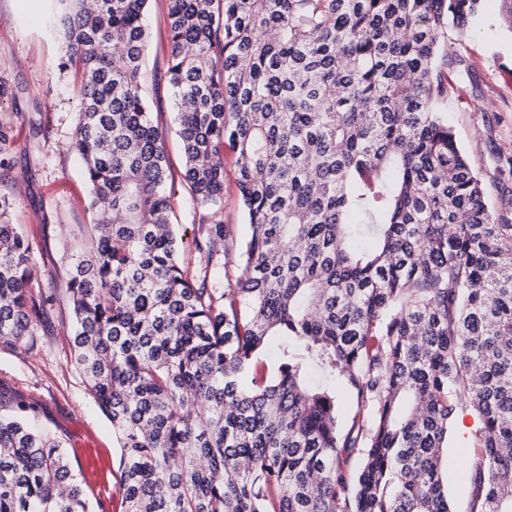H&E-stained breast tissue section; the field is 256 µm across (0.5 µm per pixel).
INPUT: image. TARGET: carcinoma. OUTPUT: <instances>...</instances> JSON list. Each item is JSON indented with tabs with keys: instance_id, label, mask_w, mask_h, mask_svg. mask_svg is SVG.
<instances>
[{
	"instance_id": "1",
	"label": "carcinoma",
	"mask_w": 512,
	"mask_h": 512,
	"mask_svg": "<svg viewBox=\"0 0 512 512\" xmlns=\"http://www.w3.org/2000/svg\"><path fill=\"white\" fill-rule=\"evenodd\" d=\"M50 2L95 214L63 294L120 443L122 512H454L442 450L466 407L471 512H512V224L447 116L448 32L479 28L482 0H167L200 280L151 119L150 0ZM17 141L3 110L0 169ZM226 141L249 226L232 271ZM15 205L0 194L7 347L39 309ZM30 410L0 412V512H89Z\"/></svg>"
}]
</instances>
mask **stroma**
<instances>
[{"instance_id":"obj_1","label":"stroma","mask_w":512,"mask_h":512,"mask_svg":"<svg viewBox=\"0 0 512 512\" xmlns=\"http://www.w3.org/2000/svg\"><path fill=\"white\" fill-rule=\"evenodd\" d=\"M166 13V0H151L148 93L152 120L167 134L179 258L194 272L205 262L194 245L199 213L184 182L182 148L173 132L171 88L165 75ZM0 15L11 18L10 24L0 26V73L9 76L16 93L8 109L21 135L28 138L15 151L9 170L0 173V191L19 192L14 222L32 244L40 290L51 297L34 319L30 346L0 347V402L33 405L38 425L65 437L72 462L88 461L87 471L78 472L77 478L92 512H118V443L74 364L67 305L52 295L77 236L93 222L82 164L69 149L79 109V84L59 72L64 49L50 31L47 0H0ZM448 77V122L471 166L482 175L493 208L512 219V28L505 22L501 0H484L480 31L465 39L449 32ZM47 112L53 118L51 126L29 138V131ZM237 178L236 155L228 146L224 149V221L238 245L248 225ZM473 425V416L463 415L444 450L443 482L455 512L470 510L477 455L464 434Z\"/></svg>"}]
</instances>
